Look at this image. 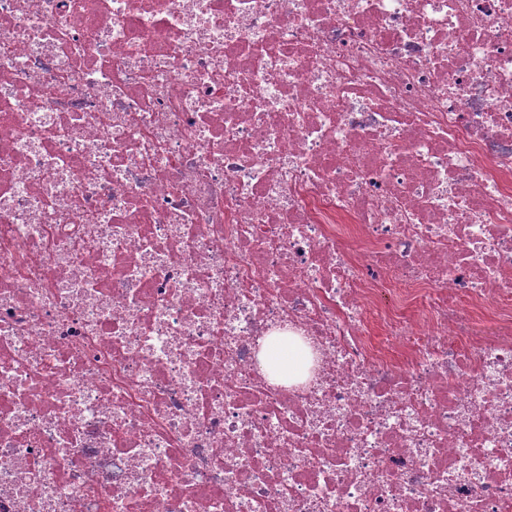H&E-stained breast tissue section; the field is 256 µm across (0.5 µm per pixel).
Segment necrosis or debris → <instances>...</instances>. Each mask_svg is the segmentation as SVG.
Listing matches in <instances>:
<instances>
[{
    "label": "necrosis or debris",
    "instance_id": "4bbe7bcc",
    "mask_svg": "<svg viewBox=\"0 0 512 512\" xmlns=\"http://www.w3.org/2000/svg\"><path fill=\"white\" fill-rule=\"evenodd\" d=\"M0 512H512V0H0ZM306 351L288 336H269L261 346L259 360L270 378L280 380L303 372Z\"/></svg>",
    "mask_w": 512,
    "mask_h": 512
}]
</instances>
